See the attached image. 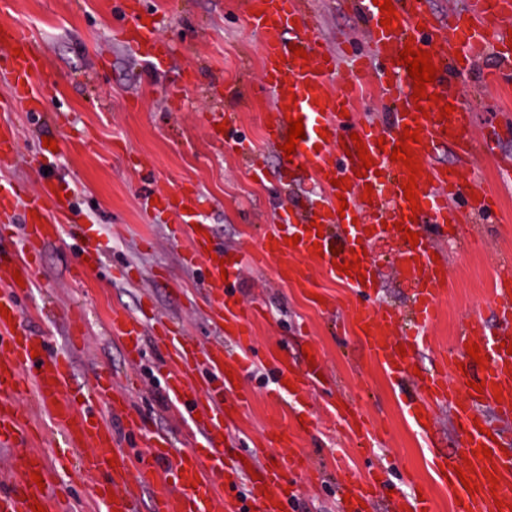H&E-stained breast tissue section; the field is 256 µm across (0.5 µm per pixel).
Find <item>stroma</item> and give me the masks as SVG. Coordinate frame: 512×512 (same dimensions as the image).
<instances>
[{
  "instance_id": "35a3bbf8",
  "label": "stroma",
  "mask_w": 512,
  "mask_h": 512,
  "mask_svg": "<svg viewBox=\"0 0 512 512\" xmlns=\"http://www.w3.org/2000/svg\"><path fill=\"white\" fill-rule=\"evenodd\" d=\"M160 18L159 38L169 47L159 69L140 64L134 53L114 38L117 26H132L135 14L119 0H15L0 13V24L29 31L43 54V79L51 86L38 114L0 112L13 122L20 149L9 164H0V179L26 190H38L45 179L76 186L73 211L62 238L39 251V286L23 302L24 317L35 330L51 334L56 344L79 332L80 348L71 353V372L85 384L101 371L116 376L131 411L177 448L192 444L186 422L172 412L163 396V353L145 338L143 354L130 362L108 331L115 308L139 312L151 303L159 314L181 320L189 336L202 344L217 336L202 286V264L184 262L186 244L178 238L168 214L152 210L159 193L185 187L203 202V219L225 256L258 248L276 224L288 200L283 192L277 156L262 138L270 99L262 94L260 33L238 0H147ZM323 46L337 35L362 41V23L341 0H310ZM66 115L65 127L50 121ZM229 112V136L261 151L267 175H248L238 151L216 144L205 115ZM475 132L504 129L501 150L512 156V92L481 93L472 115ZM58 144L56 156L43 161L44 138ZM103 250L99 271L78 281L73 271L86 245ZM397 244L383 238L374 255L383 274L385 300L404 307L413 291L396 274ZM512 253V229L489 224L485 244L466 252L448 248L451 282L432 333L437 345L454 343L458 321L474 311L491 323L485 301L498 276L501 254ZM312 287L283 283L274 263L245 266L236 291L248 306L265 310L252 324L255 364L243 381L252 397L248 411L228 431L237 447L264 461L269 433L288 430L286 404L271 400L275 367L272 351L300 358L305 341H315L334 373L331 384L307 403L314 425L279 447V454L303 452L320 468L322 479H299L290 512H339L336 472L349 467L366 472L382 467L391 489L417 483L427 488L437 512H453L454 497L438 482L428 447L414 431L406 410L384 371L370 362L356 333L355 296L312 269ZM376 420L385 439L375 447L337 445L329 416L341 400Z\"/></svg>"
}]
</instances>
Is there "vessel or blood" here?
<instances>
[{"label":"vessel or blood","instance_id":"b4317fda","mask_svg":"<svg viewBox=\"0 0 512 512\" xmlns=\"http://www.w3.org/2000/svg\"><path fill=\"white\" fill-rule=\"evenodd\" d=\"M397 18L382 26L384 17L373 0H346L345 7L363 22L367 46L354 49L348 39L334 48L320 47L318 30L305 12L304 0H245L251 25L262 35L263 85L271 99L266 114L265 139L272 151L284 144L289 118H302L304 139L292 159L283 162L286 176L306 172L316 188L307 207L281 219L272 237L259 246L264 257H274L282 280L301 285L311 280L306 260H315L326 274L354 293L359 303L355 322L369 356L405 396L407 414L418 434L433 440L435 412L447 408L464 463L449 468L445 457L434 465L440 483L458 502L455 512H512V449L501 438L512 423V281L496 278L489 290L495 318L491 328H480L477 315L461 323L458 344L436 357L431 368L415 373L419 355L432 346L431 330L447 295L448 262L441 253L448 243L468 248L470 240L459 231L466 217L500 222L498 194L491 189L472 193L465 177L477 156L492 157L499 136L488 132L475 138L471 114L456 85L472 77L477 85L512 86V0H466L463 8L441 17L425 7V0H391ZM144 62L159 66L169 54L157 36L156 21L135 30L116 32ZM301 46L305 58L295 59ZM430 52L437 79L427 95L414 100V80L397 56L404 46ZM41 69V55L28 31L19 26L0 28V72L11 77L13 94L0 102V112H37L41 95L33 89ZM371 81L377 103L391 105L387 128L359 123L348 117L364 81ZM453 105L441 117L442 105ZM418 130L420 142L412 147L421 173L416 181L419 210L407 201L404 181L409 172L391 154L405 128ZM365 144L372 160L367 177H359L360 160L353 154ZM452 164L438 162L443 150ZM18 154L14 126L0 123V163ZM343 187H336V180ZM347 208H340V201ZM195 192L176 189L156 196L154 207L175 220L181 239L188 241L184 259L203 262V286L211 297V313L222 325L218 340L201 344L183 336L178 324L161 323L156 339L164 351L163 377L170 402L195 416L200 438L190 448L172 447L160 434L149 438L147 453L132 455L123 448L110 424L99 414L108 404L128 433L145 428L143 418L128 409L115 391L111 372L98 373L90 384L74 385L68 355L53 347L51 337L36 334L24 323L22 302L37 286L39 246L59 239L72 213V199L63 197L60 184L47 183L35 193L12 182H0V239L15 237L12 248L0 249V447L8 449L13 480L0 486V512H57L62 491L45 455L32 446L29 417L22 402L34 397L36 405L60 431L61 449L72 452L76 468L86 479L91 498L105 512H136L143 490H150L152 512H214L218 492L232 488L238 475H248V494L227 496L226 512H280L290 505L287 478H315L313 462L304 453L282 458L279 465L239 460L227 431L228 414L243 415L251 398L240 385L248 374L253 308L239 300L235 290L237 267L221 269L219 247L210 246L208 233L196 230ZM405 223L418 233L417 243L402 242L397 271L414 284L409 309L380 303L377 261L370 249L385 227ZM297 245H289V238ZM360 257V274L340 271V264ZM144 316L113 310L109 331L127 349L129 359L143 346ZM481 349L474 362L467 344ZM310 358L296 360L276 355V393L303 401L309 398L325 372L326 360L317 345ZM350 446L369 438L364 415L339 406L332 412ZM491 449V458L478 456L479 447ZM476 492H469V485ZM387 486L377 469L345 472L339 489L347 495L342 512H365Z\"/></svg>","mask_w":512,"mask_h":512}]
</instances>
